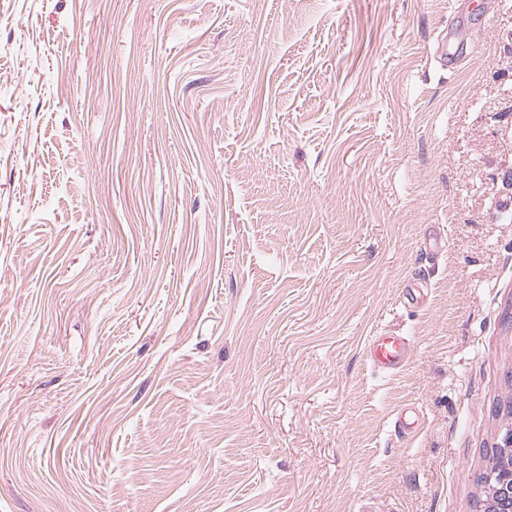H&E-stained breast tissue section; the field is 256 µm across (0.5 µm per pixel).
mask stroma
<instances>
[{"instance_id":"35a3bbf8","label":"stroma","mask_w":512,"mask_h":512,"mask_svg":"<svg viewBox=\"0 0 512 512\" xmlns=\"http://www.w3.org/2000/svg\"><path fill=\"white\" fill-rule=\"evenodd\" d=\"M509 194L512 0H0V512H481ZM411 345L404 336L390 332H380L372 336L367 347L370 364L377 371L395 374L408 362Z\"/></svg>"}]
</instances>
